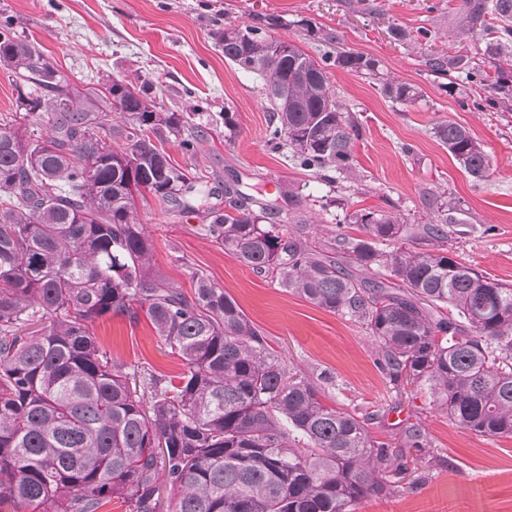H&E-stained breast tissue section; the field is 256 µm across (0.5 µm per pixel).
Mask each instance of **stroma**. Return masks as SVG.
<instances>
[{
    "label": "stroma",
    "mask_w": 512,
    "mask_h": 512,
    "mask_svg": "<svg viewBox=\"0 0 512 512\" xmlns=\"http://www.w3.org/2000/svg\"><path fill=\"white\" fill-rule=\"evenodd\" d=\"M3 13L75 82L152 81L168 110L189 114L206 132L191 158L166 136L163 147L173 163L223 183L238 177L244 192L263 189L271 200L285 191L312 195L306 216L325 240L339 233L364 237L349 219L361 209H393L418 223L429 197L442 195L461 209L449 245L485 276L512 285V111L472 104L498 73L486 62L484 83L463 80L445 89L423 52L392 35L396 28L413 33L424 27L436 55L475 56L484 47L481 35L463 36L458 29L465 0H0ZM256 13L288 20L275 37L314 57L318 43L298 25L310 20L379 60L386 78L418 89L414 101L399 104L383 94L380 81L331 68L330 84L361 128L347 183L325 184L267 145L260 80L227 63L212 37L214 19L247 23ZM221 112L235 126L232 140L210 121ZM448 120L469 129L488 153L487 181L474 182L435 137V125ZM137 207L155 243L154 272L186 291L198 270L222 286L270 347L322 388L327 404L376 408L368 423L374 440L397 443L407 423L421 421L428 448L404 451L418 488L366 499L357 512H512V438L461 428L432 404L426 389H392L377 365L378 348L360 325L240 262L209 236L204 212L175 217L151 196ZM90 331L128 372L173 377L183 370L147 318L134 322L112 313Z\"/></svg>",
    "instance_id": "1"
}]
</instances>
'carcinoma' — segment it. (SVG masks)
Here are the masks:
<instances>
[{
    "label": "carcinoma",
    "mask_w": 512,
    "mask_h": 512,
    "mask_svg": "<svg viewBox=\"0 0 512 512\" xmlns=\"http://www.w3.org/2000/svg\"><path fill=\"white\" fill-rule=\"evenodd\" d=\"M488 13L502 26L482 56L502 72L512 64V0L475 6L461 33ZM286 25L256 14L213 36L229 64L261 79L267 143L331 184L352 169L360 127L331 92L329 67L374 79L380 62L332 35L315 59L270 34ZM0 64L17 92V112L0 114V512H100L114 499L125 512H158L162 480L174 512H356L398 489L401 449L428 447L421 423L397 448L373 440L368 415L326 404L208 276L195 273L186 294L151 272L153 240L134 194L175 214L211 197L158 146L171 134L192 156L205 131L166 111L150 81L79 90L5 17ZM427 66L479 73L460 57ZM382 89L397 102L417 96L405 82ZM111 108L128 115L124 126L108 123ZM434 134L474 181L489 177V156L464 126L441 122ZM116 138L124 149L112 148ZM303 202L292 193L284 211L243 195L205 209L208 232L288 292L364 328L389 382L426 387L478 436L512 437V287L444 247L456 223L447 203L433 199L422 224L358 212L368 239L338 233L313 246ZM415 236L436 248L397 245ZM112 312L133 322L145 313L183 372L130 383L90 332Z\"/></svg>",
    "instance_id": "1"
}]
</instances>
